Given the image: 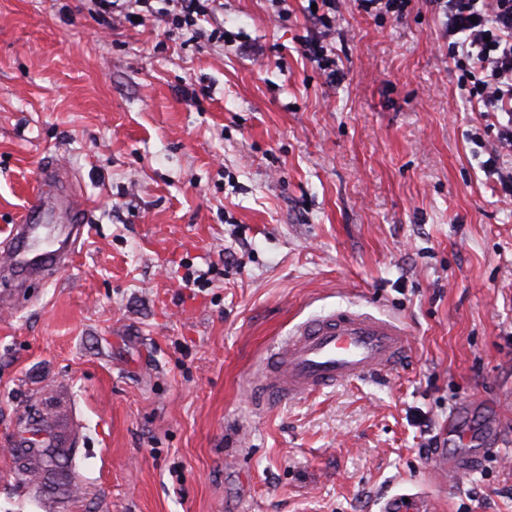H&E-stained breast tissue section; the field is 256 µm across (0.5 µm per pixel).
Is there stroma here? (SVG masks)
Returning <instances> with one entry per match:
<instances>
[{
  "label": "stroma",
  "instance_id": "35a3bbf8",
  "mask_svg": "<svg viewBox=\"0 0 512 512\" xmlns=\"http://www.w3.org/2000/svg\"><path fill=\"white\" fill-rule=\"evenodd\" d=\"M441 20L340 0L328 31L309 0H223L214 41L0 0V245L44 161L86 208L72 265L0 307V512H380L428 490L452 428L496 443L446 512H512V201ZM339 307L399 320L407 358L252 397L293 327ZM47 417L73 479L43 494L9 440Z\"/></svg>",
  "mask_w": 512,
  "mask_h": 512
}]
</instances>
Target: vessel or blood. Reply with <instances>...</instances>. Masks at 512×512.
<instances>
[{
	"mask_svg": "<svg viewBox=\"0 0 512 512\" xmlns=\"http://www.w3.org/2000/svg\"><path fill=\"white\" fill-rule=\"evenodd\" d=\"M61 180V171L51 162H43L38 171V191L31 197L30 210L47 203ZM72 228L58 239L52 252L41 253L29 247L37 228L32 224L14 225L9 235L17 245L12 263L28 273L42 276L72 263L84 232L83 204L67 200ZM409 351L406 330L395 321L366 312L337 310L299 325L272 353L262 368L255 394L265 403L298 398L325 387L349 380L386 373L397 366ZM66 448L70 442L54 424L38 427L34 434L20 435L18 447ZM483 454L473 449L465 455H449L437 449L428 464V475L439 486L466 477ZM441 503L433 497L394 494L386 498L381 512H439Z\"/></svg>",
	"mask_w": 512,
	"mask_h": 512,
	"instance_id": "b4317fda",
	"label": "vessel or blood"
}]
</instances>
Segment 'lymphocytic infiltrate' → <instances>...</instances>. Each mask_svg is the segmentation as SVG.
Segmentation results:
<instances>
[{
	"label": "lymphocytic infiltrate",
	"mask_w": 512,
	"mask_h": 512,
	"mask_svg": "<svg viewBox=\"0 0 512 512\" xmlns=\"http://www.w3.org/2000/svg\"><path fill=\"white\" fill-rule=\"evenodd\" d=\"M448 48L467 76L465 93L492 117L495 132L483 166L512 196V0H434Z\"/></svg>",
	"instance_id": "1"
}]
</instances>
